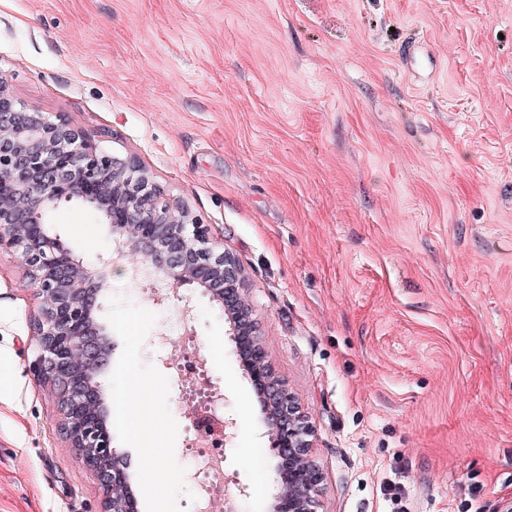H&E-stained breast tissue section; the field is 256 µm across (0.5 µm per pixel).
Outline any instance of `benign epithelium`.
I'll return each mask as SVG.
<instances>
[{
	"instance_id": "obj_1",
	"label": "benign epithelium",
	"mask_w": 512,
	"mask_h": 512,
	"mask_svg": "<svg viewBox=\"0 0 512 512\" xmlns=\"http://www.w3.org/2000/svg\"><path fill=\"white\" fill-rule=\"evenodd\" d=\"M72 201L110 224L117 249L142 256L151 276L200 288L224 311L277 458L270 512H323L313 426L268 359L239 260L218 250L208 225L166 198L137 158L114 157L66 121L18 106L0 76V250L20 255L39 299L30 369L56 391L61 431L105 492L101 512H138V501L124 457L112 447L101 382L112 353L96 318L104 276L45 226L50 211Z\"/></svg>"
}]
</instances>
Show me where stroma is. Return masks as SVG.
Instances as JSON below:
<instances>
[{"label": "stroma", "mask_w": 512, "mask_h": 512, "mask_svg": "<svg viewBox=\"0 0 512 512\" xmlns=\"http://www.w3.org/2000/svg\"><path fill=\"white\" fill-rule=\"evenodd\" d=\"M0 73L26 109L137 157L239 259L315 427L323 512L512 497V0H0ZM51 222L105 275L106 392L124 366L160 384L143 444L112 430L139 512H197L188 413L155 342L186 298L234 424L235 508L269 512L276 457L219 306L132 287L91 209ZM37 308L0 252V512H99L56 391L29 371ZM148 455L173 475L157 493Z\"/></svg>", "instance_id": "obj_1"}]
</instances>
